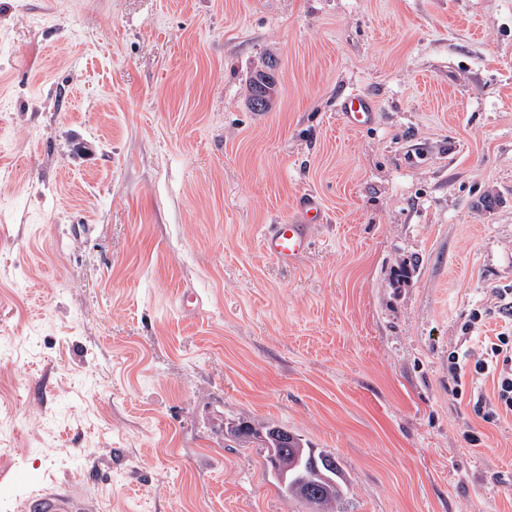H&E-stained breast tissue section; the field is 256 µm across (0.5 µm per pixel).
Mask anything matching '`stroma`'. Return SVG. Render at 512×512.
I'll use <instances>...</instances> for the list:
<instances>
[{
  "instance_id": "1",
  "label": "stroma",
  "mask_w": 512,
  "mask_h": 512,
  "mask_svg": "<svg viewBox=\"0 0 512 512\" xmlns=\"http://www.w3.org/2000/svg\"><path fill=\"white\" fill-rule=\"evenodd\" d=\"M507 288L512 0H0V512H307L242 419L335 453L336 512H512V418L448 390ZM260 75L261 71H256L255 74L250 77L247 84V100L251 111L254 112H266L272 101L271 99L265 100L261 93L265 85L263 84V80L260 79ZM259 80L262 82V86L259 85ZM342 121L350 128H363L375 121V104L373 100L363 93H352L339 104ZM327 221L326 210L313 194L299 200L296 214L280 224H269L261 234V246L270 257L291 265L308 253L314 224ZM246 427V431L243 432V428ZM271 428H285L284 426L268 424L256 427L248 422H240L230 426L226 433L234 441L240 444H256L258 448H276L270 440L268 432ZM276 429L273 431L275 440L281 444H288V430ZM86 503L67 493H45L32 497L27 503L29 512H82Z\"/></svg>"
}]
</instances>
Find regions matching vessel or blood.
<instances>
[{
	"mask_svg": "<svg viewBox=\"0 0 512 512\" xmlns=\"http://www.w3.org/2000/svg\"><path fill=\"white\" fill-rule=\"evenodd\" d=\"M338 110L342 121L351 128H363L375 121V104L365 94L353 93L345 97ZM326 210L312 194L299 201L294 216L280 224H269L261 234L263 251L278 262L290 265L308 253L314 225L324 223ZM86 503L67 493H45L32 497L28 512H85Z\"/></svg>",
	"mask_w": 512,
	"mask_h": 512,
	"instance_id": "b4317fda",
	"label": "vessel or blood"
}]
</instances>
